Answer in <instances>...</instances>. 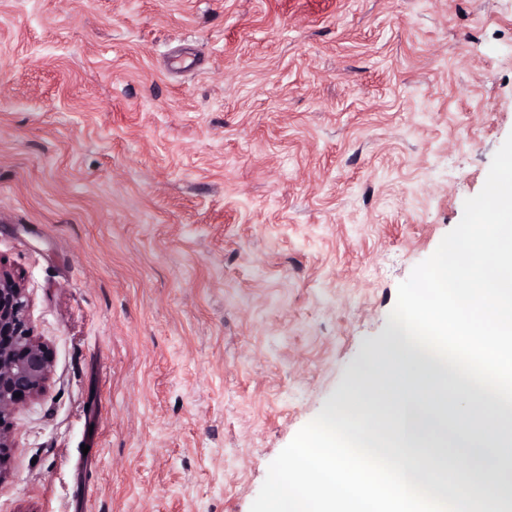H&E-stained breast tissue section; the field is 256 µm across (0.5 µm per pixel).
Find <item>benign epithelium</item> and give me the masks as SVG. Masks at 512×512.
Masks as SVG:
<instances>
[{"label": "benign epithelium", "instance_id": "benign-epithelium-1", "mask_svg": "<svg viewBox=\"0 0 512 512\" xmlns=\"http://www.w3.org/2000/svg\"><path fill=\"white\" fill-rule=\"evenodd\" d=\"M52 372V351L33 334L25 288L0 268V479L14 448L12 418L46 389Z\"/></svg>", "mask_w": 512, "mask_h": 512}]
</instances>
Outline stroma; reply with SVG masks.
<instances>
[{"mask_svg":"<svg viewBox=\"0 0 512 512\" xmlns=\"http://www.w3.org/2000/svg\"><path fill=\"white\" fill-rule=\"evenodd\" d=\"M511 135L512 0H0V512H250ZM52 372V351L33 334L25 288L0 267V480L14 448L12 418L46 389Z\"/></svg>","mask_w":512,"mask_h":512,"instance_id":"obj_1","label":"stroma"}]
</instances>
